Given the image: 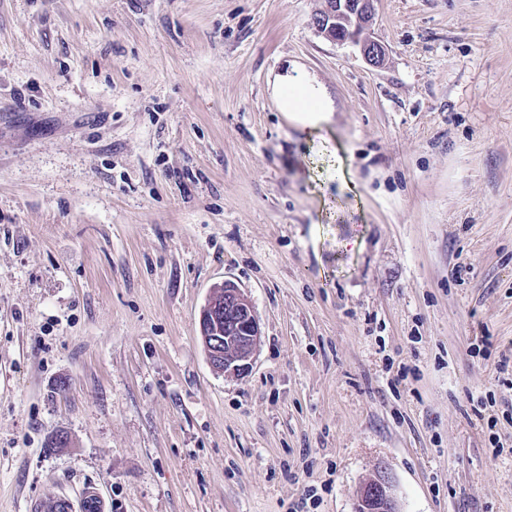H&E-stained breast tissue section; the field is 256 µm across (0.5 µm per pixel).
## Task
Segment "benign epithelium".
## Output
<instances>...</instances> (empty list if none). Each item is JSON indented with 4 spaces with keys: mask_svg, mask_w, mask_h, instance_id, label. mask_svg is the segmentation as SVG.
Returning <instances> with one entry per match:
<instances>
[{
    "mask_svg": "<svg viewBox=\"0 0 512 512\" xmlns=\"http://www.w3.org/2000/svg\"><path fill=\"white\" fill-rule=\"evenodd\" d=\"M374 19V0H324L313 24L318 33L330 40L340 30V24H346L347 34L339 42L357 46L368 64L379 67L385 62V48L366 36ZM199 327L214 371L240 374L249 368L261 328L244 290L228 280L215 287L201 312ZM354 512H398L394 482L386 468H378L362 485Z\"/></svg>",
    "mask_w": 512,
    "mask_h": 512,
    "instance_id": "benign-epithelium-1",
    "label": "benign epithelium"
}]
</instances>
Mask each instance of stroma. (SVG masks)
I'll use <instances>...</instances> for the list:
<instances>
[{"label":"stroma","mask_w":512,"mask_h":512,"mask_svg":"<svg viewBox=\"0 0 512 512\" xmlns=\"http://www.w3.org/2000/svg\"><path fill=\"white\" fill-rule=\"evenodd\" d=\"M322 5L0 0V512H512V0H377L379 67ZM280 112L287 113L297 126L309 134H317L333 112L332 102L323 85L311 75H292L285 71L274 85ZM199 327L214 371L240 374L249 368L261 328L248 294L231 281L215 287ZM354 512H399L396 507L394 482L384 467L361 487Z\"/></svg>","instance_id":"obj_1"}]
</instances>
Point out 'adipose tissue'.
<instances>
[{"mask_svg":"<svg viewBox=\"0 0 512 512\" xmlns=\"http://www.w3.org/2000/svg\"><path fill=\"white\" fill-rule=\"evenodd\" d=\"M273 92L280 111L287 113L300 129L311 134L322 130L333 110L323 85L308 74L279 75Z\"/></svg>","mask_w":512,"mask_h":512,"instance_id":"ef3b65f1","label":"adipose tissue"}]
</instances>
